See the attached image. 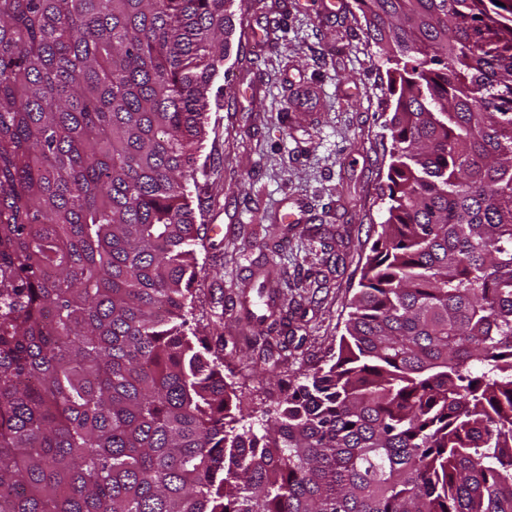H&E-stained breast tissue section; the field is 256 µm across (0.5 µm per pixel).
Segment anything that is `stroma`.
<instances>
[{"instance_id":"1","label":"stroma","mask_w":512,"mask_h":512,"mask_svg":"<svg viewBox=\"0 0 512 512\" xmlns=\"http://www.w3.org/2000/svg\"><path fill=\"white\" fill-rule=\"evenodd\" d=\"M270 13L282 22L262 50L254 40ZM234 24L188 185L199 229L189 326L219 351L257 428L345 331L384 219L392 98L355 0H246ZM292 201L302 203L303 223L278 224ZM273 223L276 252L266 245ZM267 270L288 312L272 375L245 318L263 308Z\"/></svg>"}]
</instances>
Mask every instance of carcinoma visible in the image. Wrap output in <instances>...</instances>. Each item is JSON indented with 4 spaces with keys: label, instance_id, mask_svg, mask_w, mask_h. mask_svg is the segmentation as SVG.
<instances>
[{
    "label": "carcinoma",
    "instance_id": "cac0c4a2",
    "mask_svg": "<svg viewBox=\"0 0 512 512\" xmlns=\"http://www.w3.org/2000/svg\"><path fill=\"white\" fill-rule=\"evenodd\" d=\"M235 2L0 0V512H512V0H356L386 219L260 431L186 332Z\"/></svg>",
    "mask_w": 512,
    "mask_h": 512
}]
</instances>
